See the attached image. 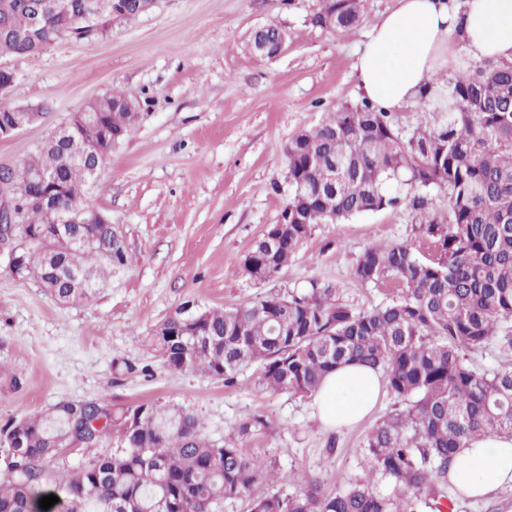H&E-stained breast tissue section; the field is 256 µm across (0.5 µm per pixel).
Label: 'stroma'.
<instances>
[{"label":"stroma","mask_w":512,"mask_h":512,"mask_svg":"<svg viewBox=\"0 0 512 512\" xmlns=\"http://www.w3.org/2000/svg\"><path fill=\"white\" fill-rule=\"evenodd\" d=\"M324 0H155L147 13L118 18L104 36L65 37L42 53L7 57L18 79L7 98L38 109L34 124L0 140V166L30 156L71 113L112 90L138 103V117L112 148L87 196L109 219L124 261L106 268L89 299L62 303L31 266L13 267V240L0 248V428L60 401L96 400L122 409L143 401L195 413L214 442L238 439L279 472L322 480L332 492L367 474L365 435L394 409L381 396L349 428H327L312 399L258 389L256 367L234 387L198 371H172L148 346L184 302L228 307L259 293L242 262L288 203L284 147L337 105L362 98L354 64L373 26L397 0H361L348 34L315 22ZM286 35L274 56L255 31ZM410 211L359 214L316 225L273 290L317 279L368 310L396 295L392 282L362 284L363 250L410 237ZM261 413L267 425L239 438Z\"/></svg>","instance_id":"1"}]
</instances>
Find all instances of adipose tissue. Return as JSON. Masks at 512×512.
I'll return each mask as SVG.
<instances>
[{
	"instance_id": "1",
	"label": "adipose tissue",
	"mask_w": 512,
	"mask_h": 512,
	"mask_svg": "<svg viewBox=\"0 0 512 512\" xmlns=\"http://www.w3.org/2000/svg\"><path fill=\"white\" fill-rule=\"evenodd\" d=\"M473 61L512 60V0H465L462 12L446 0H398L372 28L355 70L365 97L387 111L407 104L459 56ZM382 391L380 372L347 364L323 380L313 397L329 428L363 421ZM449 480L471 498L512 482V436L490 435L458 455Z\"/></svg>"
}]
</instances>
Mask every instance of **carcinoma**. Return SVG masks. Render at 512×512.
Returning a JSON list of instances; mask_svg holds the SVG:
<instances>
[{
	"mask_svg": "<svg viewBox=\"0 0 512 512\" xmlns=\"http://www.w3.org/2000/svg\"><path fill=\"white\" fill-rule=\"evenodd\" d=\"M10 0L0 11V56L29 55L9 35L38 16L46 30L80 18L85 0ZM336 16L316 22L340 33L357 27L360 0H335ZM105 124L128 130L125 109L107 107ZM410 120L364 98L325 113L288 142V206L305 205L308 223L290 224L273 246L260 239L243 265L250 280L280 277L317 224L405 207L418 215L413 236L370 245L354 277L361 283L392 280L399 292L368 311L342 303L338 288L312 280L286 293L257 294L224 309L180 307L151 337L172 371L201 370L229 387L258 365V387L313 395L337 367L356 363L382 372L385 389L402 405L366 436L368 470L403 488L382 495L367 483L328 493L323 482L283 476L239 444L207 440L193 413L155 401L114 410L66 401L0 429L9 461L0 474V512H224V506L266 482L275 490L249 501V512H441L448 471L471 441L512 435V365L478 369L469 354L498 342L512 351V61H464L438 75L414 98ZM324 166L310 169L307 152ZM56 163L37 149L24 170ZM52 190L85 204L87 175L78 164L57 168ZM448 201L445 210L434 199ZM49 212L24 211L15 229L35 248H56L57 266L44 270L62 302L90 297L94 288L71 283L67 267L90 270L123 261L109 224H74L76 238L97 245L80 252L52 237ZM430 253L424 254L422 246ZM103 420L100 427L93 421ZM120 431V450L96 456L76 471H51L44 462L67 435L95 444ZM59 502L44 510L40 500Z\"/></svg>",
	"mask_w": 512,
	"mask_h": 512,
	"instance_id": "cac0c4a2",
	"label": "carcinoma"
}]
</instances>
